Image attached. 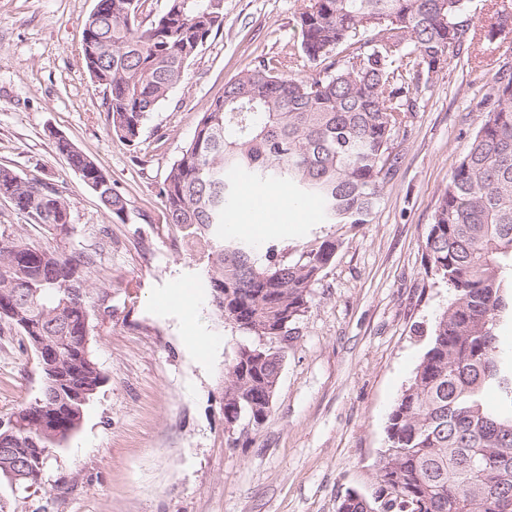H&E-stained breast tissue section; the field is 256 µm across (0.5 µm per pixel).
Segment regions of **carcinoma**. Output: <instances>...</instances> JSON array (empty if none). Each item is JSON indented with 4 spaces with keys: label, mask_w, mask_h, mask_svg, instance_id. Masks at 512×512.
Wrapping results in <instances>:
<instances>
[{
    "label": "carcinoma",
    "mask_w": 512,
    "mask_h": 512,
    "mask_svg": "<svg viewBox=\"0 0 512 512\" xmlns=\"http://www.w3.org/2000/svg\"><path fill=\"white\" fill-rule=\"evenodd\" d=\"M81 55L104 93L112 133L128 145L183 79L188 62L224 24V0H168L148 26L146 0H100ZM467 0H308L296 18L299 50L263 57L224 87L202 113L171 166L159 196L168 223L207 253V285L218 316L256 340L225 364L224 419L247 408L258 432L269 413L287 347L262 345L299 336L314 287L336 253L325 238L288 258L270 246L224 237L225 212L238 179L279 186L318 202L323 224H368L393 179L399 148L419 108L422 85L460 59L480 63L503 11L487 29L465 17ZM311 68L313 73L301 75ZM452 168L424 245L425 274L451 295L420 363L389 416L386 448L372 496L353 491L337 512H512V361L499 355L500 323L512 317V78ZM55 149L70 167L97 163L64 137ZM93 192L112 221L127 201L108 177ZM0 198L54 238L74 235L70 202L46 183L0 167ZM94 255L0 234V324L30 347L42 336L57 347L74 393L60 431L40 429L57 381L41 372L35 400L6 416L0 440L27 466L19 487L41 483L52 453L78 429L104 382L92 348ZM496 394V406L486 401Z\"/></svg>",
    "instance_id": "obj_1"
}]
</instances>
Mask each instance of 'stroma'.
I'll return each mask as SVG.
<instances>
[{
	"label": "stroma",
	"mask_w": 512,
	"mask_h": 512,
	"mask_svg": "<svg viewBox=\"0 0 512 512\" xmlns=\"http://www.w3.org/2000/svg\"><path fill=\"white\" fill-rule=\"evenodd\" d=\"M97 0H0V165L50 184L71 203L66 246L96 254L93 354L106 376L80 429L22 492L0 479V512H337L350 490L374 492L389 413L412 377L447 288L426 277L424 242L453 164L512 77V41L492 70L459 60L434 75L368 224L295 218L278 194L239 199L271 214L261 233L296 255L330 237L338 248L286 352L258 433L224 420L225 364L247 336L212 305L206 259L168 224L159 188L224 86L262 57L296 51L302 0H224V26L145 121L135 145L110 131L80 40ZM61 133L127 199L116 224L57 153ZM24 337L0 324V417L39 396Z\"/></svg>",
	"instance_id": "obj_1"
}]
</instances>
